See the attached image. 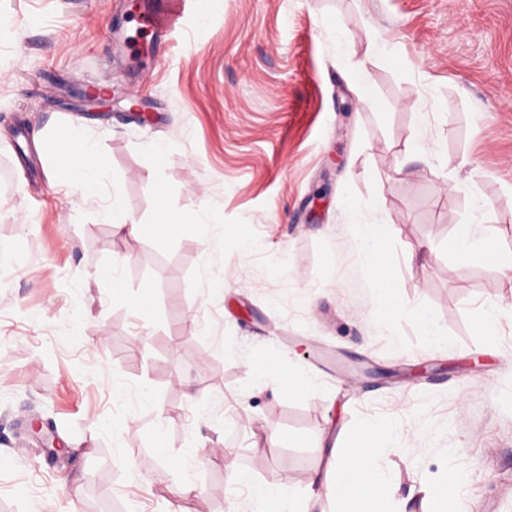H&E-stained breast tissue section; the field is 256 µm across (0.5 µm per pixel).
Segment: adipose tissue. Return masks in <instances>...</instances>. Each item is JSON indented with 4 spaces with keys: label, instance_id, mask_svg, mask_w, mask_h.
<instances>
[{
    "label": "adipose tissue",
    "instance_id": "adipose-tissue-1",
    "mask_svg": "<svg viewBox=\"0 0 512 512\" xmlns=\"http://www.w3.org/2000/svg\"><path fill=\"white\" fill-rule=\"evenodd\" d=\"M68 153L55 159L56 180L76 184L83 193L94 194L104 173L105 165L89 146L80 127H72ZM384 227L380 224L360 223L356 226V241L362 259L372 269L374 288L382 306L398 307L392 293V284L385 271L382 252ZM390 425L383 420L365 424L357 441L348 448L344 457L337 461L326 475V483L340 503L341 512H364L368 492L378 498H386L389 486L385 482L375 447L388 440ZM250 512H300L294 494L279 479H272L253 486Z\"/></svg>",
    "mask_w": 512,
    "mask_h": 512
}]
</instances>
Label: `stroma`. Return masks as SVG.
<instances>
[{"instance_id": "obj_1", "label": "stroma", "mask_w": 512, "mask_h": 512, "mask_svg": "<svg viewBox=\"0 0 512 512\" xmlns=\"http://www.w3.org/2000/svg\"><path fill=\"white\" fill-rule=\"evenodd\" d=\"M145 42L127 0H0V512H249L231 467L336 512L329 451L373 419L383 512H435L452 470L456 512H512V271L451 248L468 224L512 249V0H188L158 72ZM74 124L104 199L35 149ZM162 208L195 227L154 229ZM373 221L389 314L355 241ZM271 356L302 392L258 381Z\"/></svg>"}]
</instances>
